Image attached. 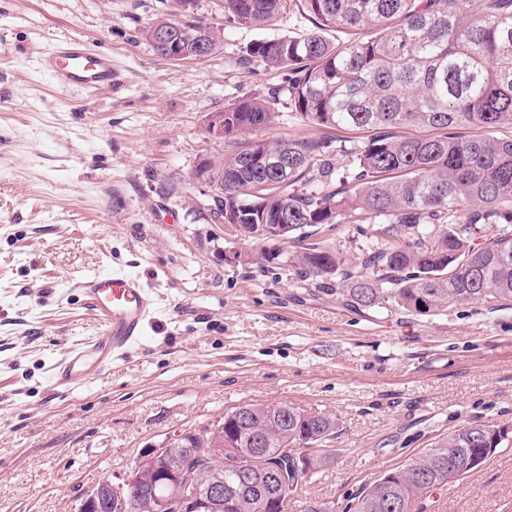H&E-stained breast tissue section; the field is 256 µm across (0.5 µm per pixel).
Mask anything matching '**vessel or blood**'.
Returning <instances> with one entry per match:
<instances>
[{
    "label": "vessel or blood",
    "instance_id": "b4317fda",
    "mask_svg": "<svg viewBox=\"0 0 512 512\" xmlns=\"http://www.w3.org/2000/svg\"><path fill=\"white\" fill-rule=\"evenodd\" d=\"M42 69L63 90L103 91L117 78L111 54L84 39L61 38L40 58ZM73 289L86 298L102 322V333L67 347L52 367L59 387L93 382L112 363L143 341L159 313L156 293L141 276L121 270L94 271L77 278Z\"/></svg>",
    "mask_w": 512,
    "mask_h": 512
}]
</instances>
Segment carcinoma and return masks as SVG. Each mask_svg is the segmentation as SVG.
<instances>
[{
    "label": "carcinoma",
    "mask_w": 512,
    "mask_h": 512,
    "mask_svg": "<svg viewBox=\"0 0 512 512\" xmlns=\"http://www.w3.org/2000/svg\"><path fill=\"white\" fill-rule=\"evenodd\" d=\"M230 26L264 28L288 8L310 28L258 39L242 61L288 76L289 105L321 135H259L279 91L224 108L231 150L217 159L235 235L260 246L288 224V262L305 279L336 284L354 309L438 313L460 302L512 303V0H217ZM201 26L181 24L191 50ZM349 39L336 42L329 34ZM425 127L426 136L403 132ZM367 137L347 147L339 130ZM247 133L248 139L239 135ZM351 225L354 248L331 242ZM483 225L492 236L480 243ZM176 442L160 468L207 485L223 471L235 512H288L303 482L326 464L311 456L292 475V448L309 451L336 419L284 405L246 403ZM500 425L468 423L362 488L352 512H425V502L498 448Z\"/></svg>",
    "instance_id": "1"
}]
</instances>
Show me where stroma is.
I'll return each instance as SVG.
<instances>
[{"mask_svg":"<svg viewBox=\"0 0 512 512\" xmlns=\"http://www.w3.org/2000/svg\"><path fill=\"white\" fill-rule=\"evenodd\" d=\"M168 0H0V512H74L141 452L245 403L335 417L328 464L296 498L347 512L351 497L462 425L512 427V306L436 314L351 310L294 267L265 270L256 245L206 223L181 181L228 153L205 117L284 89L247 66L264 33L307 29L295 11L270 31L229 27L219 51L175 63L141 30ZM63 36L111 53L122 78L61 90L39 58ZM139 274L162 313L143 345L94 382L55 388L51 367L101 332L70 288L92 270ZM426 512H512V444L429 498Z\"/></svg>","mask_w":512,"mask_h":512,"instance_id":"35a3bbf8","label":"stroma"}]
</instances>
